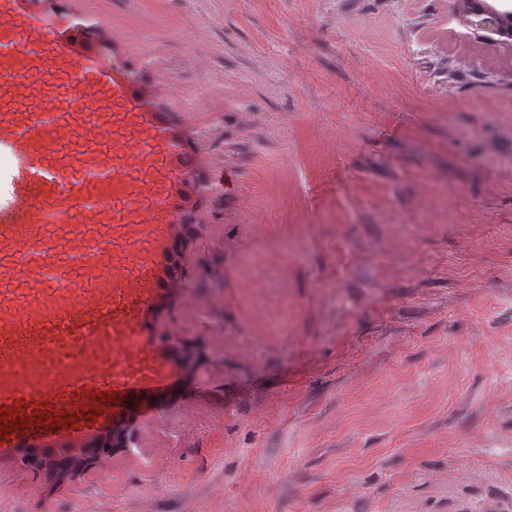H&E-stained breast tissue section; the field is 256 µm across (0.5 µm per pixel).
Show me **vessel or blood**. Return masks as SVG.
<instances>
[{
  "label": "vessel or blood",
  "instance_id": "1",
  "mask_svg": "<svg viewBox=\"0 0 512 512\" xmlns=\"http://www.w3.org/2000/svg\"><path fill=\"white\" fill-rule=\"evenodd\" d=\"M132 60L81 48L67 16L0 0V448L172 409L183 369L157 324L189 290L179 187L199 168Z\"/></svg>",
  "mask_w": 512,
  "mask_h": 512
}]
</instances>
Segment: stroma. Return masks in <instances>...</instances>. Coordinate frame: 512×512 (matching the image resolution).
Wrapping results in <instances>:
<instances>
[{
    "mask_svg": "<svg viewBox=\"0 0 512 512\" xmlns=\"http://www.w3.org/2000/svg\"><path fill=\"white\" fill-rule=\"evenodd\" d=\"M213 129L191 425L90 512H512V46L458 0H61ZM59 497L54 512H67Z\"/></svg>",
    "mask_w": 512,
    "mask_h": 512,
    "instance_id": "obj_1",
    "label": "stroma"
}]
</instances>
